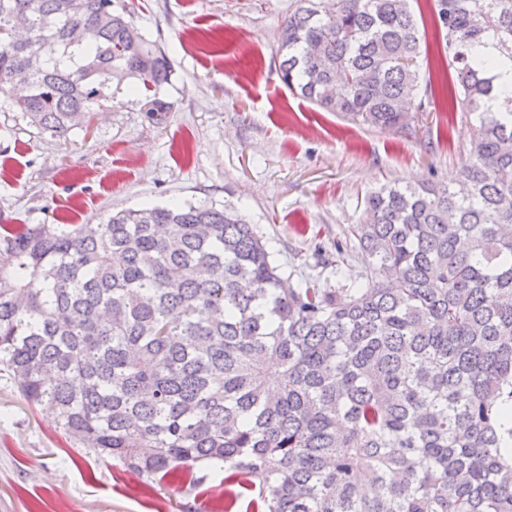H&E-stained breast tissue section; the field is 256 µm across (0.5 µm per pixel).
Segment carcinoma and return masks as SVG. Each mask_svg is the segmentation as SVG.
Segmentation results:
<instances>
[{
  "mask_svg": "<svg viewBox=\"0 0 512 512\" xmlns=\"http://www.w3.org/2000/svg\"><path fill=\"white\" fill-rule=\"evenodd\" d=\"M433 2L448 109L475 135L455 184L367 198L347 234L362 285L286 286L228 203L5 227L0 364L20 396L148 481L244 472L255 512H512V92L488 76L512 68V0ZM423 55L410 0H297L277 50L289 91L401 133ZM32 60L15 107L60 140L113 83L167 79L117 0H0V91Z\"/></svg>",
  "mask_w": 512,
  "mask_h": 512,
  "instance_id": "obj_1",
  "label": "carcinoma"
}]
</instances>
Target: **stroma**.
<instances>
[{"label":"stroma","mask_w":512,"mask_h":512,"mask_svg":"<svg viewBox=\"0 0 512 512\" xmlns=\"http://www.w3.org/2000/svg\"><path fill=\"white\" fill-rule=\"evenodd\" d=\"M296 0H134L135 21L168 61L146 92L129 84L67 140L42 132L0 93V226L100 224L143 205L234 204L266 239L293 286L364 281L352 255L327 264L337 238L360 223L365 199L392 183H451L473 127L443 105L430 67L416 134L380 132L292 96L276 49ZM252 66V75L236 72ZM168 103L150 111L152 99ZM194 481L145 482L59 429L0 370V512H222L223 465Z\"/></svg>","instance_id":"stroma-1"}]
</instances>
